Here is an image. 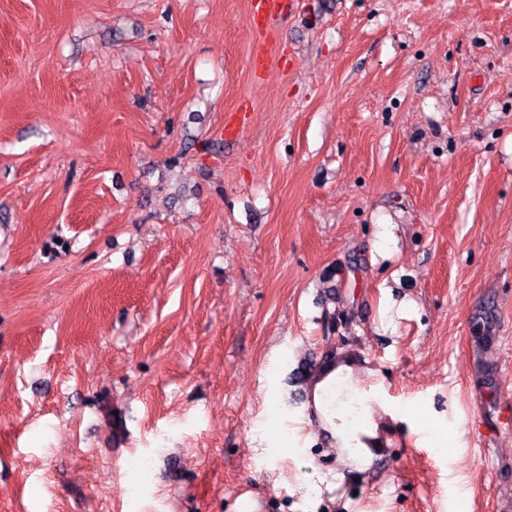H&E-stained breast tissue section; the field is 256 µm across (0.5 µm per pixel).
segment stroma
Listing matches in <instances>:
<instances>
[{
	"label": "stroma",
	"instance_id": "stroma-1",
	"mask_svg": "<svg viewBox=\"0 0 512 512\" xmlns=\"http://www.w3.org/2000/svg\"><path fill=\"white\" fill-rule=\"evenodd\" d=\"M276 30L257 81L247 0H0V512H512V0ZM329 347L406 419L312 501Z\"/></svg>",
	"mask_w": 512,
	"mask_h": 512
}]
</instances>
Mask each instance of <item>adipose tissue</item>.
I'll return each instance as SVG.
<instances>
[{"label":"adipose tissue","instance_id":"adipose-tissue-1","mask_svg":"<svg viewBox=\"0 0 512 512\" xmlns=\"http://www.w3.org/2000/svg\"><path fill=\"white\" fill-rule=\"evenodd\" d=\"M362 369L355 352H338L335 360L312 376L306 403L316 436L338 450L340 462H354L360 472L379 456L382 442L401 419L386 404L370 406L369 393L354 382Z\"/></svg>","mask_w":512,"mask_h":512}]
</instances>
